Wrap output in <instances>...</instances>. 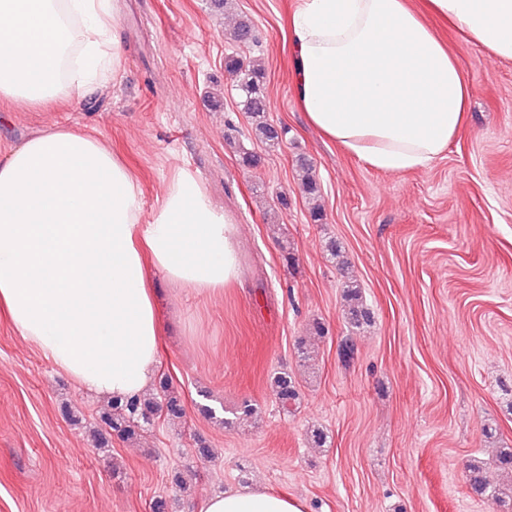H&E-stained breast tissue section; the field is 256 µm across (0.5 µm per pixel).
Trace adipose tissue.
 <instances>
[{
  "instance_id": "ef3b65f1",
  "label": "adipose tissue",
  "mask_w": 512,
  "mask_h": 512,
  "mask_svg": "<svg viewBox=\"0 0 512 512\" xmlns=\"http://www.w3.org/2000/svg\"><path fill=\"white\" fill-rule=\"evenodd\" d=\"M447 21L491 61H512V0H300L290 19L293 92L307 122L368 167L429 169L473 98L435 28ZM114 0H0V99L39 107L116 73ZM237 228L181 172L152 214L126 163L74 127L0 155V315L88 390L150 385L164 331L158 279L198 292L237 280ZM200 512H305L266 489L208 497Z\"/></svg>"
}]
</instances>
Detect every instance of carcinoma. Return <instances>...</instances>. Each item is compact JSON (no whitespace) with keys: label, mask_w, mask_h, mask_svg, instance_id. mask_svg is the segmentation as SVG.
<instances>
[{"label":"carcinoma","mask_w":512,"mask_h":512,"mask_svg":"<svg viewBox=\"0 0 512 512\" xmlns=\"http://www.w3.org/2000/svg\"><path fill=\"white\" fill-rule=\"evenodd\" d=\"M225 68L237 77L236 90L244 110L260 118V122L256 125L258 135L271 145L277 144L279 141L277 130L261 121V117L267 112L266 97L261 88V69L234 52L225 58ZM347 298L348 320L351 326L358 329L369 323L370 313L363 304L360 289L357 287L348 289ZM271 385L280 408L288 413L291 412L299 399L292 378L287 374H279L272 378ZM161 412L170 419L183 416L181 398L165 377L159 378L155 392L149 398L137 396L112 401L111 410L101 416L104 431L98 433L97 447H108L114 435L123 440L136 437L147 430L152 424L151 418ZM467 479L476 492L496 506V512H512V498H507V494L499 486L487 481L484 475V462L470 464Z\"/></svg>","instance_id":"obj_1"}]
</instances>
